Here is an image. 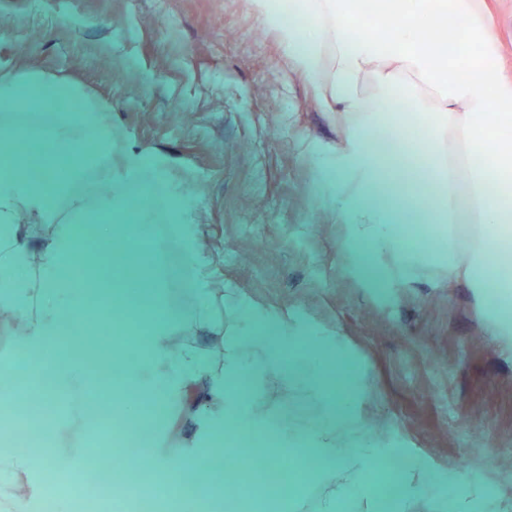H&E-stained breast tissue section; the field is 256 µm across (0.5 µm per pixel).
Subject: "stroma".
Here are the masks:
<instances>
[{
    "label": "stroma",
    "instance_id": "stroma-1",
    "mask_svg": "<svg viewBox=\"0 0 512 512\" xmlns=\"http://www.w3.org/2000/svg\"><path fill=\"white\" fill-rule=\"evenodd\" d=\"M19 65L105 102L114 173L167 185L154 279L178 330L206 345L195 310L206 291L230 288L225 326L244 313L254 326L284 323L306 363L320 361L321 337L340 336L367 392L365 418L386 447L431 465L441 478L431 494L479 486L512 501V341L482 335L470 288H390L353 274L370 250L350 255L317 162L339 117L320 109L251 0H0V68ZM178 112L191 122L177 123ZM199 240L207 265L194 277ZM204 409L196 401L178 428L152 427L150 457L176 463ZM130 434L101 435L64 405L50 441L65 471L92 443L121 448Z\"/></svg>",
    "mask_w": 512,
    "mask_h": 512
}]
</instances>
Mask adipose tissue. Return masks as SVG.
<instances>
[{
	"label": "adipose tissue",
	"mask_w": 512,
	"mask_h": 512,
	"mask_svg": "<svg viewBox=\"0 0 512 512\" xmlns=\"http://www.w3.org/2000/svg\"><path fill=\"white\" fill-rule=\"evenodd\" d=\"M274 26L294 67L326 111L339 113L335 142L320 150L321 179L333 189L329 206L351 247L370 245L381 256L386 283L404 286L442 276L466 284L487 336L512 335V75L501 60L491 26V0H372L381 26L354 29L348 0H252ZM437 30L424 39V24ZM482 46L467 72L447 63L463 57L469 42ZM108 107L69 78L43 71L0 69V225H56L26 285L12 276L23 255L18 237H0V298L26 321L23 343L29 371L54 363L58 389L80 383L75 364L60 356L64 338L87 291L100 289L113 311L131 304L122 289L95 269L76 264L86 247L80 233L94 225L100 242L112 241L113 216L126 215L130 199L167 196L164 183L112 178ZM22 140L29 150H2ZM67 183L54 181L59 166ZM104 183L109 191L90 195ZM440 227L436 256L406 250L401 225ZM225 293L204 296L194 320L213 328L209 348L175 332V312L152 293L137 307L143 339L133 349L98 353L102 367L121 369L111 390L115 412L130 427L159 423L155 407H173L193 393L203 396L212 422L210 447L181 449L176 468L154 467L161 485L178 489L202 472L223 476L214 444L244 442L257 431L273 443L270 460L298 454L307 460L295 481L272 490L274 512H299L300 489L316 491V512H410L435 476L408 448H385L361 413L365 394L351 369H337L333 350L325 364L301 370L288 352L281 325L224 332ZM164 365L165 391L141 381L145 367ZM306 393L320 401L316 423L287 427L271 409L272 392ZM54 452L41 458L0 454V504L32 500L43 490L41 473L53 471Z\"/></svg>",
	"instance_id": "ef3b65f1"
}]
</instances>
